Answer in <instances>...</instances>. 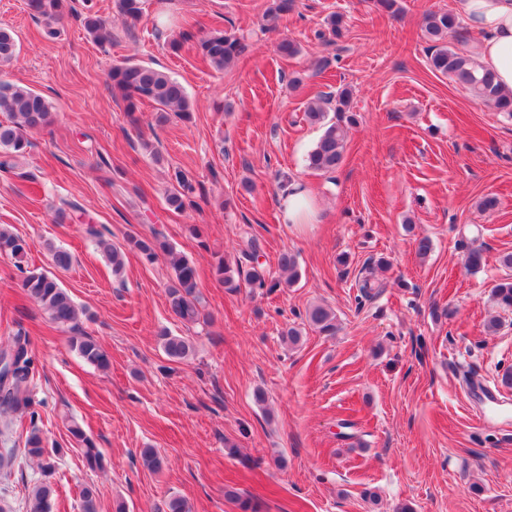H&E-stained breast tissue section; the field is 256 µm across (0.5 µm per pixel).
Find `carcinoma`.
<instances>
[{
  "instance_id": "obj_1",
  "label": "carcinoma",
  "mask_w": 512,
  "mask_h": 512,
  "mask_svg": "<svg viewBox=\"0 0 512 512\" xmlns=\"http://www.w3.org/2000/svg\"><path fill=\"white\" fill-rule=\"evenodd\" d=\"M29 13L44 24L43 33L53 36L65 13L72 10L69 0H25ZM294 0H268L265 18L274 21L293 10ZM118 21L125 30L136 27L143 16L144 0H117ZM81 22L94 41L105 44L112 42V20L105 18L87 6L81 14ZM328 35L336 40L345 36L344 16L332 13L325 19ZM422 29L432 42L428 52L430 69L445 76L467 89L473 96L496 111L512 118V93L505 94L497 83L494 74L477 67L472 48L460 43L459 34L462 22L458 16L448 11H431L424 15ZM193 39L191 34H182L169 42L173 51L180 50L184 43ZM195 40V39H193ZM195 48L211 66L222 70L233 64L245 51L240 37L224 29H212L195 40ZM19 54L16 35L0 28V66L12 63ZM109 77L112 88L117 90L127 102L128 112L135 111L137 103L148 101L156 105L154 120L164 125L171 117L184 122L192 119V104L185 86L168 73L148 64L122 61L111 67ZM352 90L341 86L334 93L319 95L309 101L304 110V121L319 125L323 133L307 156V168L317 173H332L344 161L347 129L357 123L356 114L351 111ZM336 113V121L328 119V112ZM0 112L7 119L0 121V169L13 167L14 158L29 145L28 135L51 123V105L40 93L11 82L0 81ZM172 187L166 196L167 205L175 211H183L195 205V198H206L200 192V184L186 172L175 169L170 173ZM57 213L63 218L79 215L86 224L87 235L96 239L108 261L112 272L118 275L124 267L126 251H134L148 262L159 256L169 258L174 275L166 290L170 311L184 323H195L201 315V298L197 283V269L188 257L174 252L162 233L153 230L150 234L130 233L126 237L125 248L112 245L97 229L91 220L84 219L85 212L73 200H62ZM464 266L469 271L478 270L484 261L483 249L472 243L462 244ZM30 244L5 227H0V254L15 260L16 268L22 273V288L29 299L37 303L50 320L60 327H66L73 336L71 347L86 362L99 368H106L109 360L102 346L92 337L79 330L80 310L63 288L58 276L52 272L28 269L23 266ZM262 246L253 239L243 253V259L234 262L226 258L218 260L215 266V279L229 292L247 288L250 292L275 288L292 287L300 279L297 256L284 251L278 258L281 275L275 279L259 261ZM383 287L375 279L373 271L356 280L359 298H368L373 291ZM493 296L503 308L512 307V278H504L493 288ZM306 324L325 336H334L338 331L335 311L328 305H310L304 314ZM165 355L174 362L188 359L193 345L185 336H174L166 329L158 333ZM12 357L13 376L8 382L0 381V435L11 430L14 421L27 414L30 417V430L26 436L24 453L46 474L55 470V457L59 450L47 447L41 429L36 425L37 412L32 408L31 384L35 376V359L30 348L29 336L19 331L0 349ZM69 433L83 447V457L89 470L105 468L104 455L85 435L81 426L74 422ZM53 485L47 481L35 484L26 501L27 512H52ZM82 512H97L98 490L93 484H86L80 491Z\"/></svg>"
}]
</instances>
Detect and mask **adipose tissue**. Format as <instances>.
Masks as SVG:
<instances>
[{
  "instance_id": "1",
  "label": "adipose tissue",
  "mask_w": 512,
  "mask_h": 512,
  "mask_svg": "<svg viewBox=\"0 0 512 512\" xmlns=\"http://www.w3.org/2000/svg\"><path fill=\"white\" fill-rule=\"evenodd\" d=\"M456 8L480 35L474 49L477 64L512 91V0H457Z\"/></svg>"
}]
</instances>
